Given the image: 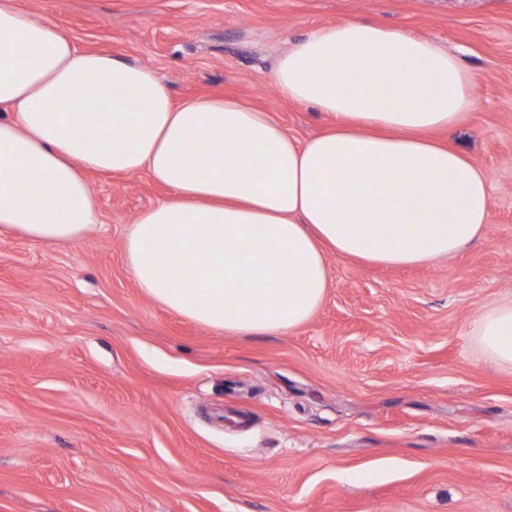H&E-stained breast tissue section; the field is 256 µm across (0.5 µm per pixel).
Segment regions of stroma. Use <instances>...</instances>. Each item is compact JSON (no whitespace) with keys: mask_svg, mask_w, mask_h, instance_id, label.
I'll use <instances>...</instances> for the list:
<instances>
[{"mask_svg":"<svg viewBox=\"0 0 512 512\" xmlns=\"http://www.w3.org/2000/svg\"><path fill=\"white\" fill-rule=\"evenodd\" d=\"M81 48L154 68L175 100L223 95L306 140L327 119L272 74L319 27L432 39L473 73L441 140L488 177L491 218L411 267L328 254L302 326L233 336L144 294L124 262L171 191L89 174L74 243L0 240V512H512V370L478 316L512 298V0H17Z\"/></svg>","mask_w":512,"mask_h":512,"instance_id":"35a3bbf8","label":"stroma"}]
</instances>
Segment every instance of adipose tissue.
Listing matches in <instances>:
<instances>
[{"label": "adipose tissue", "mask_w": 512, "mask_h": 512, "mask_svg": "<svg viewBox=\"0 0 512 512\" xmlns=\"http://www.w3.org/2000/svg\"><path fill=\"white\" fill-rule=\"evenodd\" d=\"M272 79L329 116L327 130L301 142L232 97L175 102L153 68L79 49L0 0V237L81 240L99 222L87 172H147L174 196L127 236L138 288L208 329L254 336L312 317L327 253L418 265L483 234L486 173L432 137L472 105L457 56L350 20L300 39ZM474 334L487 360L512 368V300L484 311Z\"/></svg>", "instance_id": "1"}]
</instances>
